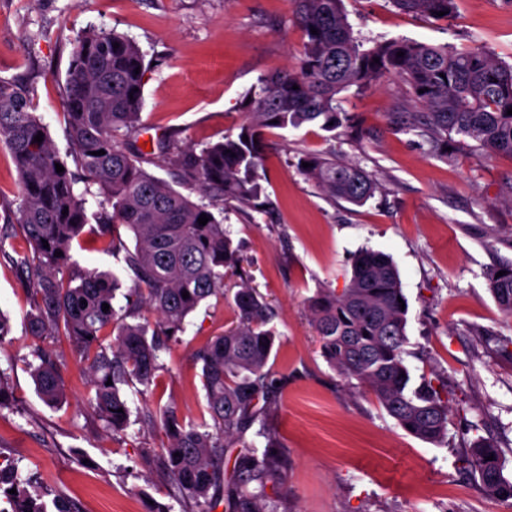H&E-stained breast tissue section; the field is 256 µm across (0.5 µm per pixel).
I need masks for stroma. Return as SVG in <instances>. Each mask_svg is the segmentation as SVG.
Returning a JSON list of instances; mask_svg holds the SVG:
<instances>
[{"mask_svg":"<svg viewBox=\"0 0 512 512\" xmlns=\"http://www.w3.org/2000/svg\"><path fill=\"white\" fill-rule=\"evenodd\" d=\"M344 9L354 36L368 45L402 37L459 49L477 44L512 63V0H457L448 20L401 11L391 0H344ZM91 28L128 35L151 63L143 142L157 144L169 132L197 149L237 132L244 94L261 77L292 68L303 42L290 0H0V79L34 86L36 112L63 153L67 72L78 36ZM340 98L351 126L265 131L262 187L272 212L224 206V226L274 309L280 339L269 366L281 388L267 423L288 452V470L286 481L266 480L264 491L280 512H512V500L489 496L465 462L475 439L492 441L512 480V317L485 278L490 267L512 262V158L478 155L456 139L439 157L424 139L397 131L401 117L419 109L399 77L349 87ZM330 150L378 182L365 205L332 198L299 171L302 154ZM18 185L0 147V229L17 221ZM95 229L86 226L74 260L112 270L122 290L133 288L122 256L94 242ZM26 248L19 234L0 243V311L11 323L0 369L15 404L0 411V463L36 476L45 502L61 496L78 512H183L155 463L163 432L142 415L168 408L186 423L207 419L194 352L231 325L234 287L188 317L161 354L155 386L130 395V422L111 435L86 403L89 375L65 337L50 343L65 360V401L47 405L36 391L32 291L8 259ZM363 249L391 255L398 267L408 300L404 361L413 381L431 380L448 397L439 443L403 431L321 354L309 300L319 289L345 288Z\"/></svg>","mask_w":512,"mask_h":512,"instance_id":"obj_1","label":"stroma"}]
</instances>
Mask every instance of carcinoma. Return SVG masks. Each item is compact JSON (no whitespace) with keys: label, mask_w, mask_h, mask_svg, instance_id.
<instances>
[{"label":"carcinoma","mask_w":512,"mask_h":512,"mask_svg":"<svg viewBox=\"0 0 512 512\" xmlns=\"http://www.w3.org/2000/svg\"><path fill=\"white\" fill-rule=\"evenodd\" d=\"M403 11L441 19L455 15L456 0H392ZM305 37L294 71L265 76L245 94L247 121L197 151L168 145V163L183 182L198 188L196 203L169 182L149 173L146 154L134 147L143 131L141 110L145 75L150 68L132 38L114 31L89 29L77 40L65 87V118L78 177L62 159L46 126L35 114L34 87L0 79V145L12 156L20 177L17 197L20 228L30 249L9 260L32 283L29 333L37 339L67 336L88 365L87 404L107 430H124L130 416L126 389H149L163 369L159 352L184 331L186 319L209 297L224 292V277L240 279L233 297L234 322L211 337L194 354L210 421L185 424L174 412L143 415L161 421L168 444L156 463L180 498L198 512L225 502L227 512H279L278 501L265 495L269 478L281 480L287 469L284 447L266 427L277 404L279 386L267 365L275 340L266 298L238 271L243 259L214 210L231 199L243 208L261 210L259 168L267 129L298 128L315 123L327 132L349 122L337 95L351 86L368 88L381 78H403L424 111L413 114L408 130L426 139L434 153L446 156L448 137L476 143V149L512 157V65L482 47L458 50L405 38L356 39L343 0H292ZM317 33H312L311 29ZM119 47H114V44ZM404 56L399 57L397 53ZM379 62H374V59ZM140 73H135V69ZM298 89H293V86ZM43 133L42 142L34 138ZM248 140H243V137ZM105 154L100 155L98 151ZM299 170L332 197L361 206L378 189L373 176L357 164L343 163L335 152L308 154ZM64 167L56 172L55 164ZM84 184V189L77 187ZM97 188L99 210L87 209ZM68 214H62L63 210ZM209 221L198 222L201 215ZM104 236L118 225L134 239L128 246L112 235V252L136 280L125 305H114L117 277L109 270H86L72 260L90 219ZM49 247H43V242ZM61 256H55V252ZM505 275L500 276L498 272ZM488 288L500 309L512 315V262L486 271ZM189 297L183 298V292ZM398 268L390 256L372 250L353 259L352 274L341 293L322 288L311 300V315L325 361L347 379L366 385L397 425L411 436L437 443L448 422V399L432 382L414 386L403 359L408 310ZM109 311H102V304ZM158 314L150 322L143 313ZM115 336L105 343L108 336ZM32 376L43 401L65 398L60 365L43 348ZM112 384H107V381ZM266 440L263 447L244 443L246 434ZM241 445L234 459L239 480L224 487L227 449ZM179 456H174V453ZM494 459H488V456ZM490 495L512 500V480L503 472L502 452L478 439L466 459ZM256 481L261 489L253 491ZM17 467L0 468V512H76L73 503L56 499L53 509L31 493ZM16 489L11 494L9 490Z\"/></svg>","instance_id":"carcinoma-1"}]
</instances>
